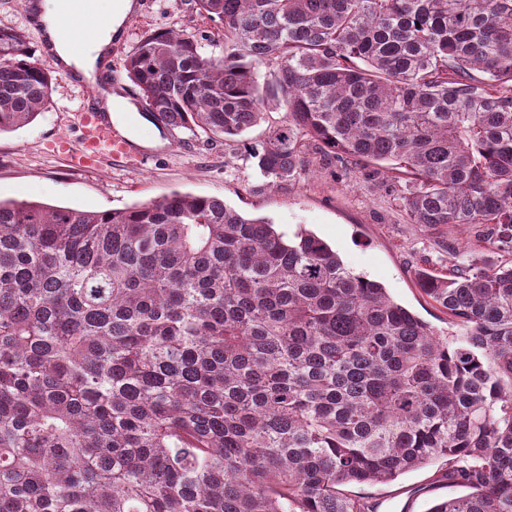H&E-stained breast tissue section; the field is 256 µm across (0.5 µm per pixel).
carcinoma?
<instances>
[{"mask_svg": "<svg viewBox=\"0 0 512 512\" xmlns=\"http://www.w3.org/2000/svg\"><path fill=\"white\" fill-rule=\"evenodd\" d=\"M123 61L143 116L233 139L274 182L377 165L413 224L512 254V0H196ZM266 72H261V68ZM53 75L0 28V133ZM450 340L304 231L173 192L87 211L0 200V512H371L341 487L444 460L512 512V259L421 270Z\"/></svg>", "mask_w": 512, "mask_h": 512, "instance_id": "1", "label": "carcinoma"}]
</instances>
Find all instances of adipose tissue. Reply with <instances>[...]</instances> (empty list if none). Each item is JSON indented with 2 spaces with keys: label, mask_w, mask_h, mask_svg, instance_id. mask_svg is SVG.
<instances>
[{
  "label": "adipose tissue",
  "mask_w": 512,
  "mask_h": 512,
  "mask_svg": "<svg viewBox=\"0 0 512 512\" xmlns=\"http://www.w3.org/2000/svg\"><path fill=\"white\" fill-rule=\"evenodd\" d=\"M96 6L108 14L109 23L91 36L87 35L85 30L75 29V37L89 41L87 50L78 56L73 54L68 42L57 37L61 17L56 8V0H42L38 14L42 29L53 41L57 59L73 70L81 80L89 83L96 82L98 64L109 53L112 40L119 35L122 20L132 9L133 3L132 0H97Z\"/></svg>",
  "instance_id": "ef3b65f1"
}]
</instances>
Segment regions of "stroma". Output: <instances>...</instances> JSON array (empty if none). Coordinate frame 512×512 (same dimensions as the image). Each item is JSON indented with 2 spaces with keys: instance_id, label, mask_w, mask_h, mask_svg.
Wrapping results in <instances>:
<instances>
[{
  "instance_id": "stroma-1",
  "label": "stroma",
  "mask_w": 512,
  "mask_h": 512,
  "mask_svg": "<svg viewBox=\"0 0 512 512\" xmlns=\"http://www.w3.org/2000/svg\"><path fill=\"white\" fill-rule=\"evenodd\" d=\"M120 35L112 42L105 64L112 87L133 106L113 121L132 140L144 166H117L101 159L75 164L78 117L95 90L56 76L52 103L36 119L0 134V199H28L59 207L104 211L122 209L173 193L224 199L250 217H263L287 236L307 230L325 240L347 268L381 283L441 337L463 335L464 329L429 301L416 284L419 269H444L449 250L486 261L501 255L478 242L468 228L434 229L410 223L399 205L398 191L387 187L375 167L353 169L334 159L313 160L295 182L271 184L251 156L265 139L267 126L283 121L269 113L265 124L232 140L212 139L202 131H168L148 122L135 110L140 98L123 60L140 39L158 30L196 35L205 55L224 52V29L199 13L195 0H133ZM444 461L399 475L385 484L348 486L349 494L365 498L375 512H427L439 498L463 495L443 473Z\"/></svg>"
}]
</instances>
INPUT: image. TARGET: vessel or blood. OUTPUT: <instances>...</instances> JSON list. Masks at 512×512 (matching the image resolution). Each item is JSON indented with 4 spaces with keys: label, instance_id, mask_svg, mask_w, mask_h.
Masks as SVG:
<instances>
[{
    "label": "vessel or blood",
    "instance_id": "b4317fda",
    "mask_svg": "<svg viewBox=\"0 0 512 512\" xmlns=\"http://www.w3.org/2000/svg\"><path fill=\"white\" fill-rule=\"evenodd\" d=\"M85 0H58L61 13L67 22L58 31L60 39L70 42L75 54L84 51L83 42L73 40L74 27L94 33L103 29L107 23L106 15L85 9ZM82 150L76 158L78 164L88 165L101 157H108L112 162L125 164L138 160L129 139L114 125L110 115L97 111L94 104H85L80 114Z\"/></svg>",
    "mask_w": 512,
    "mask_h": 512
}]
</instances>
